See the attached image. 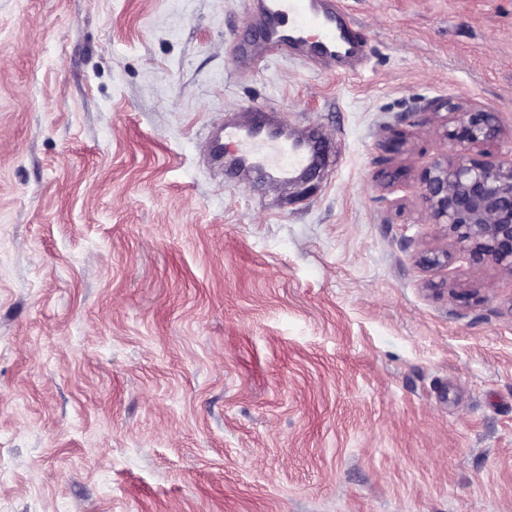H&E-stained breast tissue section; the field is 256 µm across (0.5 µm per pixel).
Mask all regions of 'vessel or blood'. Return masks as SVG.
<instances>
[{"instance_id": "b4317fda", "label": "vessel or blood", "mask_w": 512, "mask_h": 512, "mask_svg": "<svg viewBox=\"0 0 512 512\" xmlns=\"http://www.w3.org/2000/svg\"><path fill=\"white\" fill-rule=\"evenodd\" d=\"M256 30L251 39L234 41L231 55L239 69L294 55L308 62L345 63L361 53L351 17L336 0H248ZM205 163L225 178L246 183L250 173L268 169L285 185L320 168L316 150L293 134L276 108L240 109L209 132Z\"/></svg>"}]
</instances>
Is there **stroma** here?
<instances>
[{"label": "stroma", "mask_w": 512, "mask_h": 512, "mask_svg": "<svg viewBox=\"0 0 512 512\" xmlns=\"http://www.w3.org/2000/svg\"><path fill=\"white\" fill-rule=\"evenodd\" d=\"M341 2L357 73L238 70L246 0H0V512H512V275L427 217L437 123L390 146L444 99L512 159V0ZM261 106L309 192L203 165Z\"/></svg>", "instance_id": "obj_1"}]
</instances>
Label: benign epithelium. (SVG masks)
Here are the masks:
<instances>
[{"label":"benign epithelium","instance_id":"obj_1","mask_svg":"<svg viewBox=\"0 0 512 512\" xmlns=\"http://www.w3.org/2000/svg\"><path fill=\"white\" fill-rule=\"evenodd\" d=\"M447 109L444 137L454 147L419 175V188L435 224L477 263L491 261L512 274V161L493 162L467 154L499 134L497 113L467 112L448 101L429 100L432 118Z\"/></svg>","mask_w":512,"mask_h":512}]
</instances>
